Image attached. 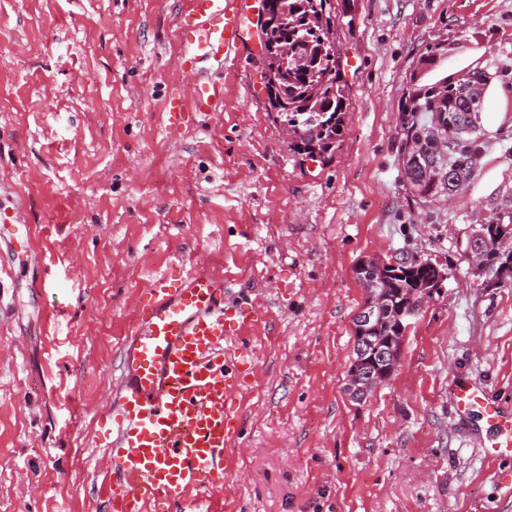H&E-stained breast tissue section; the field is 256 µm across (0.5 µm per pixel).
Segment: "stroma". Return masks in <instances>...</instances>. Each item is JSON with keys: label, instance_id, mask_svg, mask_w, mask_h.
<instances>
[{"label": "stroma", "instance_id": "obj_1", "mask_svg": "<svg viewBox=\"0 0 512 512\" xmlns=\"http://www.w3.org/2000/svg\"><path fill=\"white\" fill-rule=\"evenodd\" d=\"M336 48L350 106L331 160L291 151L261 90L260 51L210 75L188 108L185 0H0V512H105L98 418L120 338L150 280L206 268L258 304L260 356L231 405L241 438L222 482L177 512H512V456L486 457L481 414L458 422L450 379L512 406V286L464 250L512 212V0H350ZM431 83L489 67L486 147L451 200L423 205L398 164L399 103L427 48ZM183 111L172 114L171 101ZM419 256L447 268L410 320L391 381L346 388L354 268ZM223 94V88L213 82L207 72L200 70L196 80L191 108L201 117L206 118L210 112L217 111L218 101Z\"/></svg>", "mask_w": 512, "mask_h": 512}]
</instances>
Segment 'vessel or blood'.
I'll return each instance as SVG.
<instances>
[{
    "mask_svg": "<svg viewBox=\"0 0 512 512\" xmlns=\"http://www.w3.org/2000/svg\"><path fill=\"white\" fill-rule=\"evenodd\" d=\"M250 0H187L186 52L220 64L248 44ZM223 89L199 71L191 108L216 111ZM149 299L124 336L121 375L112 408L102 413L104 487L114 512H143L222 480L238 439L227 406L255 353L231 349L256 322L252 304H224V283L198 269L177 280L154 277ZM448 396L458 419L483 408L498 430L490 456L512 453V410L469 379L454 380Z\"/></svg>",
    "mask_w": 512,
    "mask_h": 512,
    "instance_id": "b4317fda",
    "label": "vessel or blood"
}]
</instances>
